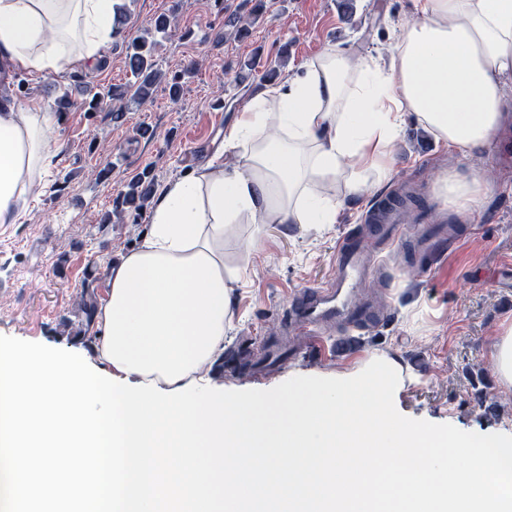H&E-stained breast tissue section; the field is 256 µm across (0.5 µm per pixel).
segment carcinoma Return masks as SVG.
<instances>
[{
	"mask_svg": "<svg viewBox=\"0 0 512 512\" xmlns=\"http://www.w3.org/2000/svg\"><path fill=\"white\" fill-rule=\"evenodd\" d=\"M155 42L140 38L129 46L128 66L132 80L120 91L100 89L92 93V105L99 106L103 102H112V112L115 118H120L124 109V100L131 98L140 102L150 97V91L162 79V72L157 68L154 59ZM149 178V172L145 171L130 185V191L115 205V213L123 212V207L133 206L139 210L144 208L146 200L152 193L151 186L139 189L140 184ZM83 314L81 325L76 328V336L87 344H93L95 337L90 335V329L95 321L98 305L94 292V285L86 282L78 302Z\"/></svg>",
	"mask_w": 512,
	"mask_h": 512,
	"instance_id": "carcinoma-1",
	"label": "carcinoma"
}]
</instances>
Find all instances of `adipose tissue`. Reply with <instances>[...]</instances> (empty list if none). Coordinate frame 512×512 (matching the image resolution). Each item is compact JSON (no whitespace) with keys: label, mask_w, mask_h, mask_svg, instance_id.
I'll list each match as a JSON object with an SVG mask.
<instances>
[{"label":"adipose tissue","mask_w":512,"mask_h":512,"mask_svg":"<svg viewBox=\"0 0 512 512\" xmlns=\"http://www.w3.org/2000/svg\"><path fill=\"white\" fill-rule=\"evenodd\" d=\"M121 0H0V63L50 76L99 65L116 37ZM413 21L387 55L351 68L324 47L301 74L244 103L224 134L235 164L170 181L150 228L121 251L98 306L95 365L130 382L172 390L224 354L230 225L332 224L343 181L358 195L388 172L406 113L437 142L489 146L512 91V0H411ZM52 117L0 94V224H15L41 181ZM277 134H269V127Z\"/></svg>","instance_id":"ef3b65f1"}]
</instances>
